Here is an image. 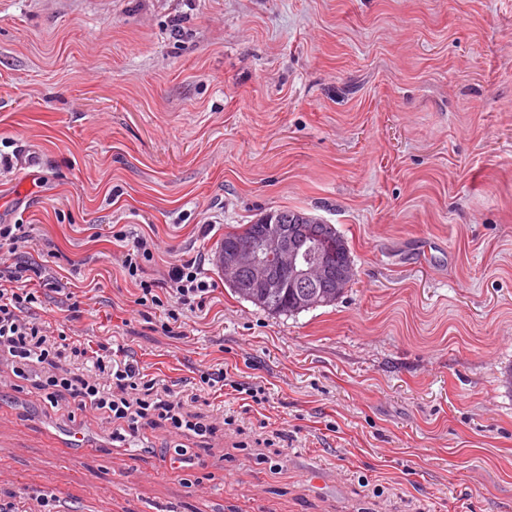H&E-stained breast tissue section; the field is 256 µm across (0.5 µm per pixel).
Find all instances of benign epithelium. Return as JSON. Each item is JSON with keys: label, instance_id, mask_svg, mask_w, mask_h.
Listing matches in <instances>:
<instances>
[{"label": "benign epithelium", "instance_id": "benign-epithelium-1", "mask_svg": "<svg viewBox=\"0 0 512 512\" xmlns=\"http://www.w3.org/2000/svg\"><path fill=\"white\" fill-rule=\"evenodd\" d=\"M266 228L258 237H241L232 247L219 251L224 282L234 288H260L276 296L286 285L303 289L305 306L333 299L352 269H335L325 250L333 241L314 229L315 218L263 220Z\"/></svg>", "mask_w": 512, "mask_h": 512}]
</instances>
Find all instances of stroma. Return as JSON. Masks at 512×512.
<instances>
[{"label":"stroma","instance_id":"stroma-1","mask_svg":"<svg viewBox=\"0 0 512 512\" xmlns=\"http://www.w3.org/2000/svg\"><path fill=\"white\" fill-rule=\"evenodd\" d=\"M1 138L0 224H30V258L80 300L36 318L116 340L211 428L150 416L116 446L102 414L21 379L0 395L1 496L512 512V0H0ZM285 208L347 240L334 305L271 314L225 284V231ZM117 229L154 241L144 279L203 259L180 335L136 305Z\"/></svg>","mask_w":512,"mask_h":512}]
</instances>
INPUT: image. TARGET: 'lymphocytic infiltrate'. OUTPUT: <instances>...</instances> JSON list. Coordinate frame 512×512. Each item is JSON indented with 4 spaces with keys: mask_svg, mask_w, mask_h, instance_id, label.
I'll return each instance as SVG.
<instances>
[{
    "mask_svg": "<svg viewBox=\"0 0 512 512\" xmlns=\"http://www.w3.org/2000/svg\"><path fill=\"white\" fill-rule=\"evenodd\" d=\"M118 237L127 243L121 267L139 287L137 305L162 310L161 330L166 335H175L183 312L201 307L209 289L198 259L172 265L166 278L146 280L142 277L143 265L153 259L148 239L139 235L130 237L123 231ZM30 241L31 235L22 221L0 224V349L11 356L12 371L19 378L26 377L30 362L51 360L68 347L65 331H51L32 315V307L39 297L25 283L29 275L40 274L41 269L25 253ZM168 297L174 301L169 308L164 305ZM87 361L90 365L87 377L45 376L40 382L44 400L54 401L59 392L67 391L77 410L107 412L109 420L116 424L112 439L120 443L138 434V420L149 409L158 411L176 431L205 432V425L176 412L170 386L146 378L133 360L115 358L111 346L100 345Z\"/></svg>",
    "mask_w": 512,
    "mask_h": 512,
    "instance_id": "lymphocytic-infiltrate-1",
    "label": "lymphocytic infiltrate"
}]
</instances>
